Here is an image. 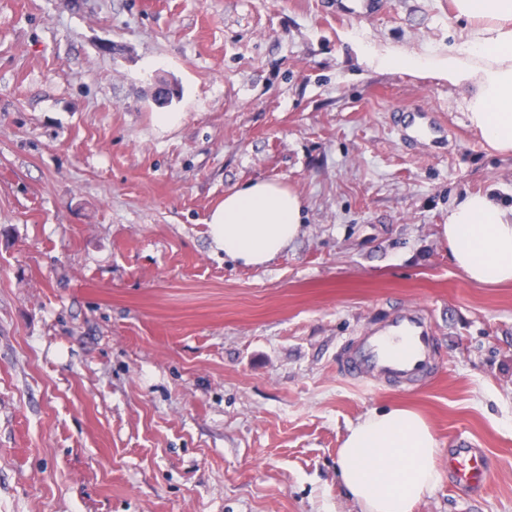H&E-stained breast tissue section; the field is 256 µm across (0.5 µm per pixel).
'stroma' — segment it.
Listing matches in <instances>:
<instances>
[{
  "label": "stroma",
  "instance_id": "35a3bbf8",
  "mask_svg": "<svg viewBox=\"0 0 512 512\" xmlns=\"http://www.w3.org/2000/svg\"><path fill=\"white\" fill-rule=\"evenodd\" d=\"M469 29L452 0H0V512H359L338 451L394 406L439 442L414 512H512V284L469 282L439 232L466 194L512 205V155L447 80L371 62ZM419 108L447 134L405 143ZM260 179L304 225L245 267L206 220ZM407 305L433 373H346ZM460 439L481 490L445 473Z\"/></svg>",
  "mask_w": 512,
  "mask_h": 512
}]
</instances>
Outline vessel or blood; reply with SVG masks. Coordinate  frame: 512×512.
<instances>
[{
	"label": "vessel or blood",
	"mask_w": 512,
	"mask_h": 512,
	"mask_svg": "<svg viewBox=\"0 0 512 512\" xmlns=\"http://www.w3.org/2000/svg\"><path fill=\"white\" fill-rule=\"evenodd\" d=\"M438 128L428 113L408 116L407 135L416 140H434ZM434 330L417 308L397 309L379 328L369 331L345 356L346 372L367 381H414L433 364ZM448 473L466 489L485 485L489 475L478 449L458 441L448 456Z\"/></svg>",
	"instance_id": "1"
}]
</instances>
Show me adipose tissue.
<instances>
[{"instance_id": "obj_1", "label": "adipose tissue", "mask_w": 512, "mask_h": 512, "mask_svg": "<svg viewBox=\"0 0 512 512\" xmlns=\"http://www.w3.org/2000/svg\"><path fill=\"white\" fill-rule=\"evenodd\" d=\"M458 16L472 21L465 49L433 61L414 55L376 56L378 67L443 73L468 94V121L495 151L512 154V0H454ZM304 202L287 186L255 180L225 194L207 221L212 245L237 263L260 267L295 240ZM452 263L472 283H512V209L472 193L440 228ZM439 442L412 410L370 411L350 428L339 450L336 479L361 512H413L442 480Z\"/></svg>"}]
</instances>
